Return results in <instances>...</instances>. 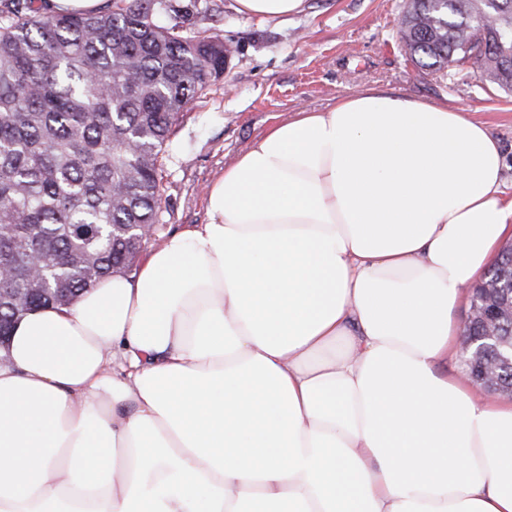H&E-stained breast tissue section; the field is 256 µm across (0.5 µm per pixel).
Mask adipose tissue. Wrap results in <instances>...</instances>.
Here are the masks:
<instances>
[{
  "label": "adipose tissue",
  "mask_w": 512,
  "mask_h": 512,
  "mask_svg": "<svg viewBox=\"0 0 512 512\" xmlns=\"http://www.w3.org/2000/svg\"><path fill=\"white\" fill-rule=\"evenodd\" d=\"M499 142L382 88L275 123L209 221L0 346V512H512V402L440 373L512 238Z\"/></svg>",
  "instance_id": "adipose-tissue-1"
}]
</instances>
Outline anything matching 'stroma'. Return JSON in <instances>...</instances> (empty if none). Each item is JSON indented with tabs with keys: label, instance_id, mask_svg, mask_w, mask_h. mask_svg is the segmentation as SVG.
Instances as JSON below:
<instances>
[{
	"label": "stroma",
	"instance_id": "35a3bbf8",
	"mask_svg": "<svg viewBox=\"0 0 512 512\" xmlns=\"http://www.w3.org/2000/svg\"><path fill=\"white\" fill-rule=\"evenodd\" d=\"M405 4L305 0L299 14L263 19L239 14L234 0H198L188 32L237 50L223 79L189 104L162 147L163 213L150 247L186 225L207 223L208 187L273 124L369 87L437 101L486 124L502 146L503 188L511 195L512 93L483 84L469 63L450 67L443 80L413 64L396 27Z\"/></svg>",
	"mask_w": 512,
	"mask_h": 512
}]
</instances>
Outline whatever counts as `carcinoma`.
Masks as SVG:
<instances>
[{"mask_svg":"<svg viewBox=\"0 0 512 512\" xmlns=\"http://www.w3.org/2000/svg\"><path fill=\"white\" fill-rule=\"evenodd\" d=\"M179 0H107L96 13H52L47 0H0V336L27 311L69 305L128 268L131 229L159 222L158 155L182 112L224 76V42L184 33ZM168 15L175 23L157 24ZM491 35L486 49L474 32ZM408 57L433 74L472 62L512 92V9L492 0H407ZM512 295V252L483 275ZM512 366L487 350L471 372Z\"/></svg>","mask_w":512,"mask_h":512,"instance_id":"carcinoma-1","label":"carcinoma"}]
</instances>
